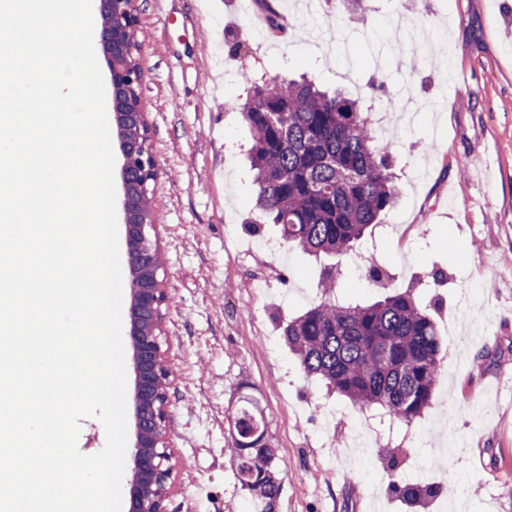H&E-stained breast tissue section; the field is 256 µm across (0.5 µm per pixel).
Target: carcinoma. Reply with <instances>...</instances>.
<instances>
[{
    "instance_id": "carcinoma-1",
    "label": "carcinoma",
    "mask_w": 512,
    "mask_h": 512,
    "mask_svg": "<svg viewBox=\"0 0 512 512\" xmlns=\"http://www.w3.org/2000/svg\"><path fill=\"white\" fill-rule=\"evenodd\" d=\"M243 118L252 139L257 219L280 225L285 244L316 257L344 256L394 207L388 146L374 140L371 113L357 100L305 77L276 76L250 84ZM318 288L320 301L282 329L303 375L355 407H378L393 424L412 422L439 378L442 341L434 320L407 291L353 304L335 292L329 268ZM229 427L240 487L254 495L257 512H275L280 458L266 443L254 398L240 400ZM392 487L410 506L438 493L422 482Z\"/></svg>"
}]
</instances>
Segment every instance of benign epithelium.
I'll return each instance as SVG.
<instances>
[{
    "label": "benign epithelium",
    "mask_w": 512,
    "mask_h": 512,
    "mask_svg": "<svg viewBox=\"0 0 512 512\" xmlns=\"http://www.w3.org/2000/svg\"><path fill=\"white\" fill-rule=\"evenodd\" d=\"M102 18L97 38L108 64L107 93L123 163V224L130 290V336L135 375L136 436L132 468L123 487L128 512H166L177 465L166 429L171 360L163 349L168 289L163 253L157 241L149 184L157 176L149 125L140 93L143 74L136 62L138 20L133 0H98Z\"/></svg>",
    "instance_id": "7a95c632"
}]
</instances>
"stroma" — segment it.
<instances>
[{"label": "stroma", "mask_w": 512, "mask_h": 512, "mask_svg": "<svg viewBox=\"0 0 512 512\" xmlns=\"http://www.w3.org/2000/svg\"><path fill=\"white\" fill-rule=\"evenodd\" d=\"M270 3L281 27L258 36L257 0L134 2L169 288L167 512H251L227 423L246 394L283 462L276 512H410L396 480L439 487L428 512H449L452 497L461 512H512V0H364L354 12L342 0ZM385 26L402 27L403 48ZM301 75L373 112L399 185L359 243L375 247L373 263L336 258L340 291L370 304L413 289L443 341L431 404L376 441L361 425L379 409L326 395L281 339L317 302L319 266L296 248L265 251L275 228L249 226L247 87ZM435 270L444 276L432 285Z\"/></svg>", "instance_id": "1"}]
</instances>
